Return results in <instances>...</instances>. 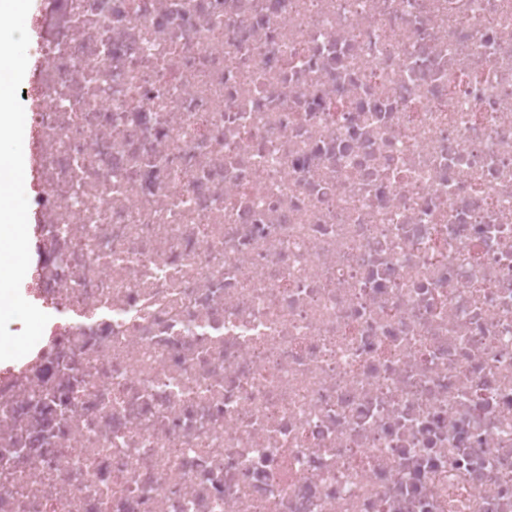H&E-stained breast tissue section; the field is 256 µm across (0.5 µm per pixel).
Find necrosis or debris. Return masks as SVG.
Instances as JSON below:
<instances>
[{"label": "necrosis or debris", "instance_id": "necrosis-or-debris-1", "mask_svg": "<svg viewBox=\"0 0 512 512\" xmlns=\"http://www.w3.org/2000/svg\"><path fill=\"white\" fill-rule=\"evenodd\" d=\"M0 512H512V0H48Z\"/></svg>", "mask_w": 512, "mask_h": 512}]
</instances>
